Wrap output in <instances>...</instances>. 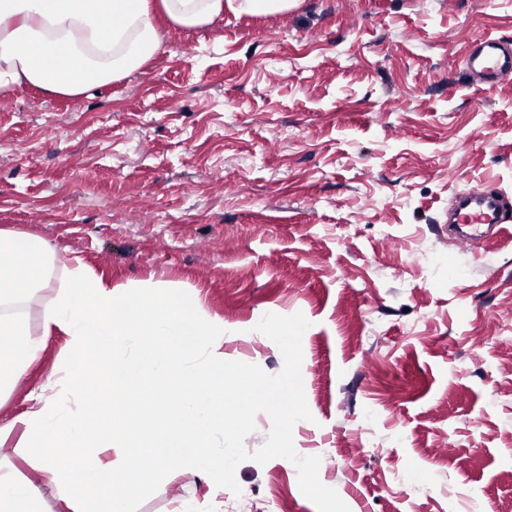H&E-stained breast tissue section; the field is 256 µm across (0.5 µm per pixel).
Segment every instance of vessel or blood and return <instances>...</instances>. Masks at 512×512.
<instances>
[{"mask_svg":"<svg viewBox=\"0 0 512 512\" xmlns=\"http://www.w3.org/2000/svg\"><path fill=\"white\" fill-rule=\"evenodd\" d=\"M463 67L475 85L494 87L512 80V40L484 35L472 39L463 58ZM451 223L465 226L459 234L462 247L487 243L483 225L503 226L512 223V203L493 187L464 189L455 194Z\"/></svg>","mask_w":512,"mask_h":512,"instance_id":"obj_1","label":"vessel or blood"}]
</instances>
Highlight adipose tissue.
<instances>
[{"label":"adipose tissue","mask_w":512,"mask_h":512,"mask_svg":"<svg viewBox=\"0 0 512 512\" xmlns=\"http://www.w3.org/2000/svg\"><path fill=\"white\" fill-rule=\"evenodd\" d=\"M300 0H0V91L20 85L75 98L139 71L164 39L157 17L193 30L224 13L280 14ZM52 289L33 337L15 302L28 290ZM127 323L116 328L115 315ZM220 324L159 293L112 288L80 258L59 257L40 239L0 230V402L39 361L42 340L67 337L68 368L28 395V408L0 426V512H42L35 485L15 466L36 461L42 481L68 512H121L113 489L147 493L171 460L201 469L214 496L236 462L224 431V389L246 391L238 411L258 396L280 413L284 380H242L225 372L209 339ZM119 335L112 346L103 337ZM12 452L3 447L14 430ZM76 455L53 453L59 434Z\"/></svg>","instance_id":"1"}]
</instances>
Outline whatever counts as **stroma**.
I'll return each instance as SVG.
<instances>
[{
	"mask_svg": "<svg viewBox=\"0 0 512 512\" xmlns=\"http://www.w3.org/2000/svg\"><path fill=\"white\" fill-rule=\"evenodd\" d=\"M483 34L512 38V0H301L168 29L77 111L9 91L0 229L165 286L223 322L226 370L291 380L284 422L225 391V487L281 512H512V227L476 256L442 230L458 188L512 198V82L475 91L459 60ZM122 504L219 512L176 463Z\"/></svg>",
	"mask_w": 512,
	"mask_h": 512,
	"instance_id": "1",
	"label": "stroma"
}]
</instances>
